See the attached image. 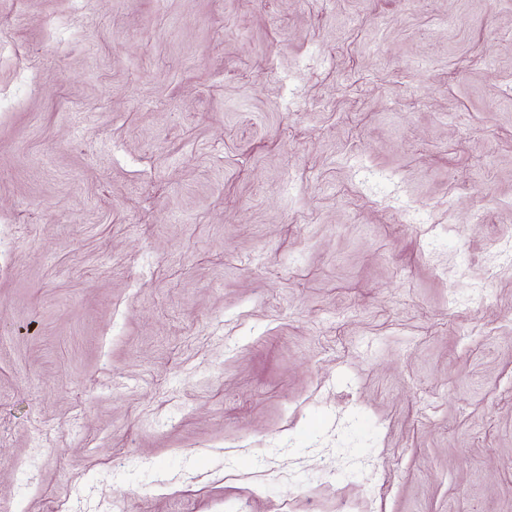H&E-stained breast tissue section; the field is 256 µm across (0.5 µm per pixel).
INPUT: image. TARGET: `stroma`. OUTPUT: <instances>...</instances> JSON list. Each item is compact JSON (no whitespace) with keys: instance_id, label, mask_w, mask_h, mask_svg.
Returning <instances> with one entry per match:
<instances>
[{"instance_id":"stroma-1","label":"stroma","mask_w":512,"mask_h":512,"mask_svg":"<svg viewBox=\"0 0 512 512\" xmlns=\"http://www.w3.org/2000/svg\"><path fill=\"white\" fill-rule=\"evenodd\" d=\"M512 0H0V512H512Z\"/></svg>"}]
</instances>
